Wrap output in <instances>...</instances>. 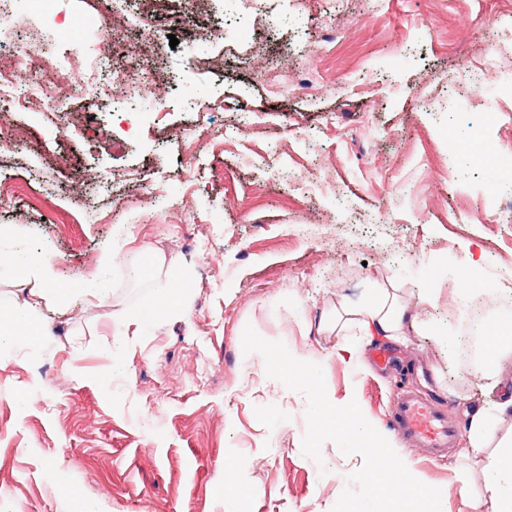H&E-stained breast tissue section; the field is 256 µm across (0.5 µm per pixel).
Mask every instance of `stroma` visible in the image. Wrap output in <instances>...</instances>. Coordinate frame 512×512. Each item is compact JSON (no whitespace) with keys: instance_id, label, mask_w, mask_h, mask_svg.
I'll list each match as a JSON object with an SVG mask.
<instances>
[{"instance_id":"obj_1","label":"stroma","mask_w":512,"mask_h":512,"mask_svg":"<svg viewBox=\"0 0 512 512\" xmlns=\"http://www.w3.org/2000/svg\"><path fill=\"white\" fill-rule=\"evenodd\" d=\"M37 2L0 14V44H53V82L72 90L98 5ZM167 7L197 26L194 41L170 45L155 17L141 57L112 59L151 72L165 111L91 89L53 120L0 104V253L48 257L69 289L59 300L0 276V310L38 329L0 355V512H331L362 458L330 441L320 460L303 455L306 402L244 354L245 327L326 356L336 337L305 333L294 311L318 322L388 276L422 320L461 336L462 273L512 311V79L481 66L493 42L512 68V0H270L238 33L225 0ZM217 27L231 37L210 38ZM200 97L224 106L199 110ZM468 134L499 165L470 157ZM173 276L195 285L183 314L138 328ZM363 346L400 362L361 373L329 360L325 384L354 390L382 433L400 390L462 424L498 398L418 330ZM466 445L439 461L403 441L396 453L460 512Z\"/></svg>"}]
</instances>
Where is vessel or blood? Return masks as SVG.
<instances>
[{
  "label": "vessel or blood",
  "mask_w": 512,
  "mask_h": 512,
  "mask_svg": "<svg viewBox=\"0 0 512 512\" xmlns=\"http://www.w3.org/2000/svg\"><path fill=\"white\" fill-rule=\"evenodd\" d=\"M390 425L402 438L417 447L429 449L435 457L446 454L458 434L447 413L409 390L394 397Z\"/></svg>",
  "instance_id": "1"
}]
</instances>
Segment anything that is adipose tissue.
I'll return each instance as SVG.
<instances>
[{"mask_svg":"<svg viewBox=\"0 0 512 512\" xmlns=\"http://www.w3.org/2000/svg\"><path fill=\"white\" fill-rule=\"evenodd\" d=\"M194 290L192 281L173 278L167 291L135 316L140 326H149L159 318L178 314ZM400 288L392 279L374 282L366 297L358 303H342L327 320L316 324L317 334L328 332L343 336L333 356L342 364L358 369L361 352L353 344L356 336L380 337L401 341L408 329L414 328L416 317L399 295ZM482 357L475 369L489 381L490 389L499 397L493 408L477 407L470 411L468 440L474 450H486L481 462L482 492L463 498L466 512H482L492 505L493 512H512V428L502 429L505 416L512 415V391L503 387L501 364L512 359V319L498 317L482 327Z\"/></svg>","mask_w":512,"mask_h":512,"instance_id":"adipose-tissue-1","label":"adipose tissue"}]
</instances>
